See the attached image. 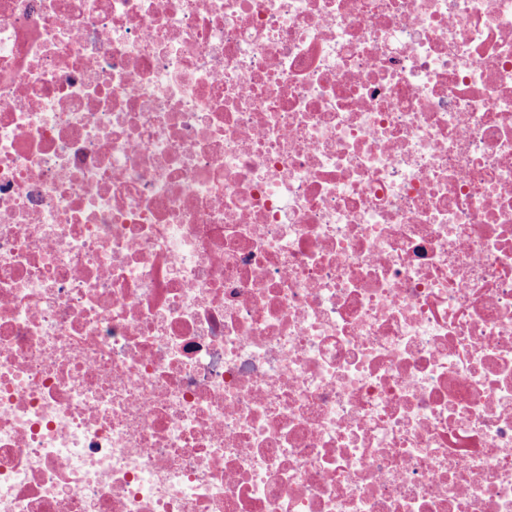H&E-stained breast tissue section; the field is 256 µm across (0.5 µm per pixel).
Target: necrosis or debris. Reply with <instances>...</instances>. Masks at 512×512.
Segmentation results:
<instances>
[{
	"instance_id": "4bbe7bcc",
	"label": "necrosis or debris",
	"mask_w": 512,
	"mask_h": 512,
	"mask_svg": "<svg viewBox=\"0 0 512 512\" xmlns=\"http://www.w3.org/2000/svg\"><path fill=\"white\" fill-rule=\"evenodd\" d=\"M0 512H512V0H0Z\"/></svg>"
}]
</instances>
